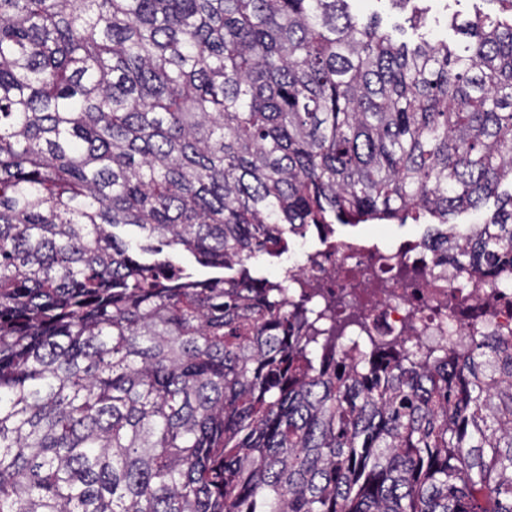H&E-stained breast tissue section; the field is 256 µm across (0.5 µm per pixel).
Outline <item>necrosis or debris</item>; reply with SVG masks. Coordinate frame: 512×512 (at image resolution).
<instances>
[{"mask_svg": "<svg viewBox=\"0 0 512 512\" xmlns=\"http://www.w3.org/2000/svg\"><path fill=\"white\" fill-rule=\"evenodd\" d=\"M473 232L470 226H454L447 241L436 243L423 233L389 250L357 243L310 250L300 241L288 253V266L295 278L328 294L366 298L367 336L403 334L426 345L453 344L476 331L512 336V272H502L497 286L489 288L480 267L446 259ZM463 281L470 289L459 299L456 287Z\"/></svg>", "mask_w": 512, "mask_h": 512, "instance_id": "1", "label": "necrosis or debris"}]
</instances>
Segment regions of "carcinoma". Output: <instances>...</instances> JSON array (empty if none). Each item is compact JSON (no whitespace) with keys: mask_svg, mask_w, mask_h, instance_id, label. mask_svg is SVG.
Instances as JSON below:
<instances>
[{"mask_svg":"<svg viewBox=\"0 0 512 512\" xmlns=\"http://www.w3.org/2000/svg\"><path fill=\"white\" fill-rule=\"evenodd\" d=\"M350 2L0 0V512H512L511 337L353 355L251 273L492 197L452 260L512 249V0L462 47Z\"/></svg>","mask_w":512,"mask_h":512,"instance_id":"cac0c4a2","label":"carcinoma"}]
</instances>
